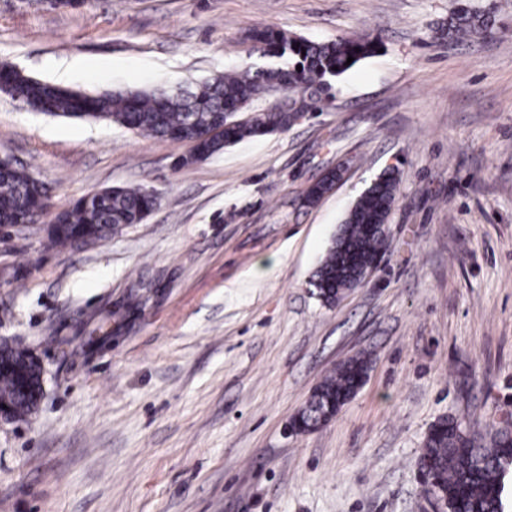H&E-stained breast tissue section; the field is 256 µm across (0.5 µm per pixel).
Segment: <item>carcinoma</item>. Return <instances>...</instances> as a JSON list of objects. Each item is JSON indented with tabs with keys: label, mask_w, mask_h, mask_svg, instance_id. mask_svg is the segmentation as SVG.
<instances>
[{
	"label": "carcinoma",
	"mask_w": 512,
	"mask_h": 512,
	"mask_svg": "<svg viewBox=\"0 0 512 512\" xmlns=\"http://www.w3.org/2000/svg\"><path fill=\"white\" fill-rule=\"evenodd\" d=\"M490 25L489 14L461 7L441 35L457 41L480 39ZM248 39L264 64L228 70L192 89L175 86L90 95L5 67L0 69V91L39 112L107 119L144 135L185 142L191 150L179 164L187 165L244 139L288 126L289 113L277 104L254 107L267 97L285 92L290 101H305L309 112L322 111L332 97L330 79L345 74L377 48L368 33L317 42L263 27L251 29ZM350 56L353 61L349 63ZM332 189L331 181L317 182L304 191L302 199L314 205ZM397 190V175L387 170L345 215L311 280L324 305L336 304L342 289L356 287L360 270L381 253L385 241L381 225L388 222ZM156 202L153 192L142 185L98 190L55 215L57 227L48 240L58 248L73 246L80 235L103 240L124 226L141 223ZM49 209L45 183L23 169L0 164V224H18L43 216ZM0 361L5 364L0 369V407L5 405L16 417L24 418L37 407L41 369L25 351L9 346H0ZM367 372L368 360L362 355L339 364L295 418L297 430L309 431L321 415L335 414ZM419 466L424 483L448 502V512H503L502 479L512 467V425L505 421L486 435L476 436L454 419H441L427 433Z\"/></svg>",
	"instance_id": "1"
}]
</instances>
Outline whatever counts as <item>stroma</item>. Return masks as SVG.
<instances>
[{
    "label": "stroma",
    "mask_w": 512,
    "mask_h": 512,
    "mask_svg": "<svg viewBox=\"0 0 512 512\" xmlns=\"http://www.w3.org/2000/svg\"><path fill=\"white\" fill-rule=\"evenodd\" d=\"M484 38L440 37L460 5ZM361 32L380 51L288 131L178 166L189 146L0 93V158L54 211L142 184L143 223L90 247L0 240V344L43 366L35 411L0 421V512H433L432 424L512 419V0H0V64L89 94L261 65L246 34ZM343 179L299 198L328 168ZM399 189L374 276L324 306L310 279L384 170ZM370 357L335 418L290 422L336 365Z\"/></svg>",
    "instance_id": "obj_1"
}]
</instances>
